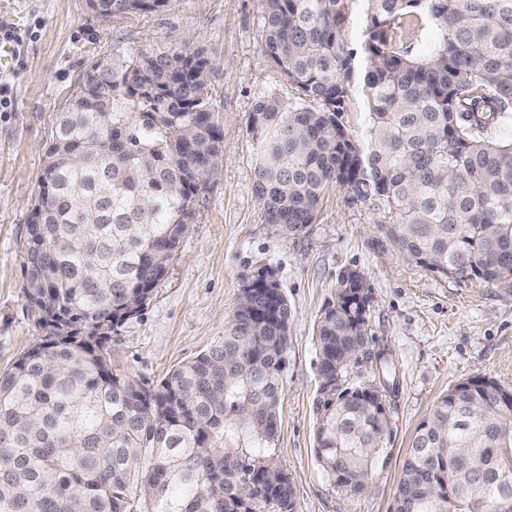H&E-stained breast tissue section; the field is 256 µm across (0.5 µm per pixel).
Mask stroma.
Wrapping results in <instances>:
<instances>
[{"mask_svg":"<svg viewBox=\"0 0 512 512\" xmlns=\"http://www.w3.org/2000/svg\"><path fill=\"white\" fill-rule=\"evenodd\" d=\"M263 0H175L108 21L88 0H0V19L26 39L12 111L0 112V369L37 342L23 295L27 225L58 112L87 69L111 56L170 53L182 37L209 63L224 131L221 173L195 199V222L143 311L112 333L114 368L151 386L224 334L243 281L266 273L292 309L278 427L270 446L290 475L295 512H391L417 426L451 386L485 376L512 389V287L445 278L410 260L380 226L373 201L328 188L314 224L288 234L266 223L254 192L247 130L257 101L299 100L265 52ZM367 283L369 354L352 382L386 384L392 434L367 488L334 487L315 455L320 396L315 329L338 276Z\"/></svg>","mask_w":512,"mask_h":512,"instance_id":"35a3bbf8","label":"stroma"}]
</instances>
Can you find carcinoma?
I'll return each mask as SVG.
<instances>
[{
	"label": "carcinoma",
	"instance_id": "1",
	"mask_svg": "<svg viewBox=\"0 0 512 512\" xmlns=\"http://www.w3.org/2000/svg\"><path fill=\"white\" fill-rule=\"evenodd\" d=\"M172 0H89L102 20ZM364 28L349 42L354 4ZM428 22L429 55L406 45ZM264 42L304 101L261 99L248 121L264 218L314 223L325 189L374 199L382 228L442 276L512 284V0H265ZM367 109L364 132L347 102ZM315 100L319 107L306 104ZM112 135L120 148L104 152ZM223 131L198 52L141 53L85 72L45 153L55 202L28 224L23 289L37 343L0 371V512H295L275 437L291 309L245 280L224 336L147 387L112 367V331L167 276L216 171ZM366 283L336 282L316 346L317 460L365 489L390 433L384 389L349 383L367 347ZM454 385L419 425L394 512H512V390ZM233 427L258 448H226Z\"/></svg>",
	"mask_w": 512,
	"mask_h": 512
}]
</instances>
